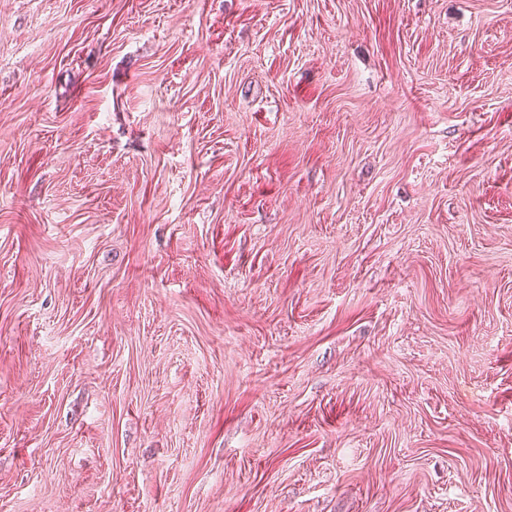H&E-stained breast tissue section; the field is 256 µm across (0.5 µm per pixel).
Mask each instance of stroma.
Wrapping results in <instances>:
<instances>
[{"mask_svg":"<svg viewBox=\"0 0 512 512\" xmlns=\"http://www.w3.org/2000/svg\"><path fill=\"white\" fill-rule=\"evenodd\" d=\"M0 512H512V0H0Z\"/></svg>","mask_w":512,"mask_h":512,"instance_id":"stroma-1","label":"stroma"}]
</instances>
